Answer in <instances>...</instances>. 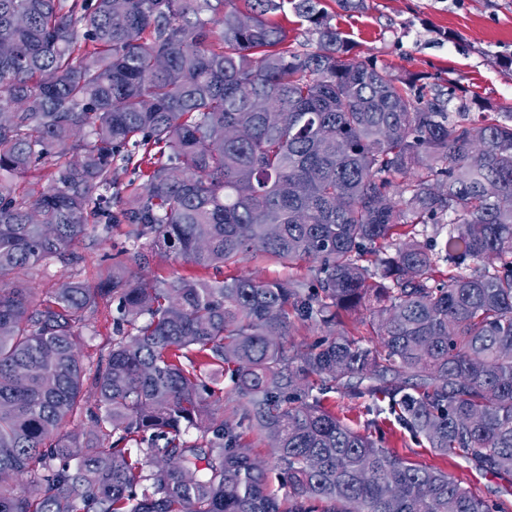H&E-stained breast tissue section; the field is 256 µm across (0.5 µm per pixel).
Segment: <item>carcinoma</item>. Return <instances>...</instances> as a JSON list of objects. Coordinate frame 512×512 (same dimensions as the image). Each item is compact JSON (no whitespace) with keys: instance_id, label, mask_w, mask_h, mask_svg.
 <instances>
[{"instance_id":"carcinoma-1","label":"carcinoma","mask_w":512,"mask_h":512,"mask_svg":"<svg viewBox=\"0 0 512 512\" xmlns=\"http://www.w3.org/2000/svg\"><path fill=\"white\" fill-rule=\"evenodd\" d=\"M243 2L0 0L15 116L0 126V512H503L352 429L325 394L385 401L439 454L512 476V123L450 122L348 58L319 0L292 3L318 35L303 55L272 20L285 0ZM119 161L143 178L128 196ZM122 224L195 272L146 281L136 251L34 304L32 270ZM248 256L304 273L209 276ZM100 300L117 302L115 338L93 367L78 324ZM359 311L372 346L339 329ZM310 323L322 337L289 347ZM252 454L254 456L259 457L261 460L265 462L267 467L271 469L272 473V482H271V489L278 495V497L282 500L285 498V494L288 491L287 488H282L280 483L278 482L276 478V471H274L275 466V458L274 455L271 452V449L268 447L267 442H259L255 441L253 443Z\"/></svg>"}]
</instances>
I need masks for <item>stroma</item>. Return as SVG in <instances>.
Segmentation results:
<instances>
[{"mask_svg": "<svg viewBox=\"0 0 512 512\" xmlns=\"http://www.w3.org/2000/svg\"><path fill=\"white\" fill-rule=\"evenodd\" d=\"M333 22L351 41L356 60L387 69L397 78H415L426 98L442 94L449 119L461 107L478 114L487 107L512 113V0H363L360 7H340L337 0H322ZM125 228L96 232L75 247L80 262L69 268L59 263L34 272L36 301L47 298L69 273L96 282L103 256L124 244ZM114 307L85 309L79 331V354L96 363L112 345ZM328 404L356 431H370L385 447L423 467H438L481 495L502 501L512 512V479L493 476L454 455L441 456L425 440L402 428L394 414L382 412L375 426H367L365 400L327 393Z\"/></svg>", "mask_w": 512, "mask_h": 512, "instance_id": "1", "label": "stroma"}]
</instances>
